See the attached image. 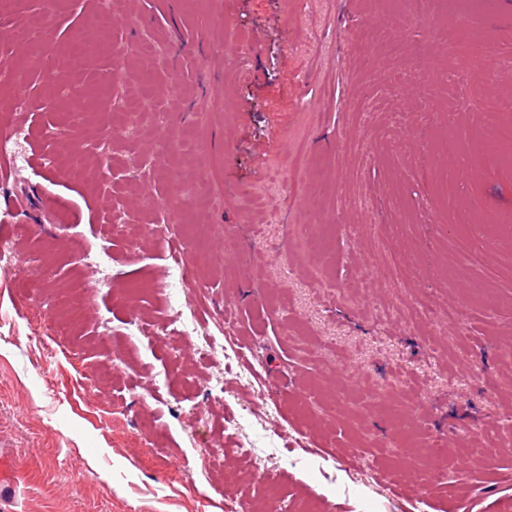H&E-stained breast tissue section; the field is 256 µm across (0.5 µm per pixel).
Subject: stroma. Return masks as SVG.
Returning <instances> with one entry per match:
<instances>
[{"label": "stroma", "instance_id": "stroma-1", "mask_svg": "<svg viewBox=\"0 0 512 512\" xmlns=\"http://www.w3.org/2000/svg\"><path fill=\"white\" fill-rule=\"evenodd\" d=\"M397 14L393 0L0 12V131L23 94L29 158L0 184L12 512H512V452H488L512 444V271L494 246L456 245L465 216L436 187L457 168L436 151L447 129L482 136L508 116L512 0L464 16L430 0L420 26ZM423 53L434 76L418 80ZM53 142L92 156L82 181ZM301 145L307 170L290 164ZM461 188L512 219V172ZM314 224L334 225L333 251L305 247ZM173 236L193 247L181 288ZM420 298L458 321L423 319ZM228 314L254 378L198 347L203 332L223 344ZM435 444L454 450L439 470Z\"/></svg>", "mask_w": 512, "mask_h": 512}]
</instances>
